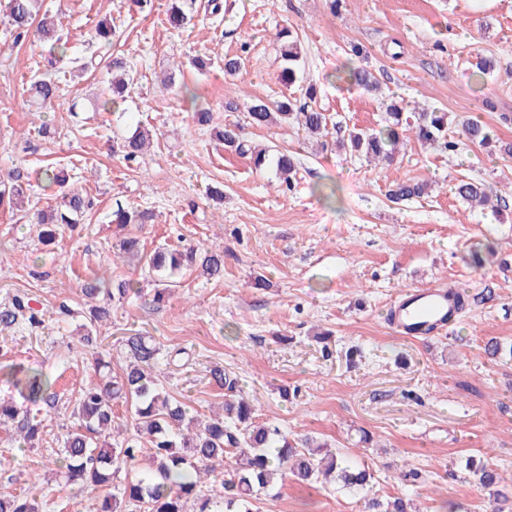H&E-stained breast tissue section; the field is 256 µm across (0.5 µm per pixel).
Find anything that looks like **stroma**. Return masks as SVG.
<instances>
[{
	"mask_svg": "<svg viewBox=\"0 0 512 512\" xmlns=\"http://www.w3.org/2000/svg\"><path fill=\"white\" fill-rule=\"evenodd\" d=\"M173 0L144 11L126 0H43L73 57L124 55L135 81L119 112L94 104L108 86L105 67L59 76L60 97L42 113L29 111L26 88L45 73L46 52L35 37L14 44L0 14V181L20 174L29 205L59 204L60 188L42 179L66 169L69 188L95 206L76 230L42 244L39 227L0 209V308L28 296L42 324L0 326V363L37 369L53 382L55 407L41 412L35 447L0 427V493L35 497L40 512H99L107 487L78 489L49 474L48 458L65 432L76 429L81 389L101 382L82 341L91 299L85 280L133 282L140 295L111 302L97 327L112 377L126 364L125 338L146 336L160 350V389L204 418L221 411L224 392L214 368L237 377L257 421L290 435L312 434L348 449L375 472L373 491L401 497L412 512H490L489 492L465 469L489 462L512 479V355L488 358L489 340L512 346V210H473L454 184L471 177L493 184L512 202V158L461 138L477 119L497 140L512 142V0H222L221 18L196 0L194 19L169 23ZM107 24L112 44L93 32ZM293 25L305 65L294 85L280 82L276 33ZM358 63L379 79L377 95L348 89L341 75L351 45ZM215 56L206 74L193 66ZM496 59L484 85L471 74L476 57ZM242 71L224 72V59ZM187 84L198 96L181 93ZM315 86V104L330 115L323 141L298 128L248 126L255 101L302 97ZM496 111H487L484 99ZM447 112L459 150L448 154L411 144L389 164L337 149L355 128L382 124L383 100ZM78 111H70L71 102ZM212 114L193 124L194 104ZM48 133H41L40 125ZM242 125L259 148L294 152L298 171L285 185L273 167L225 149L215 133ZM151 131L144 159L129 162L113 142L136 129ZM428 182V196L395 204L397 182ZM149 210L151 224H112L116 206ZM137 237L144 252L166 244L224 250V277L181 270L176 287L154 301L158 273L118 255L117 243ZM483 263L475 265L473 253ZM469 291L468 309L425 339L397 334L389 313L403 291L422 286ZM72 309V316L59 312ZM370 444H362L361 434ZM415 472L417 481L402 480ZM259 512H361L357 498L332 483L285 481L277 495L259 493Z\"/></svg>",
	"mask_w": 512,
	"mask_h": 512,
	"instance_id": "1",
	"label": "stroma"
}]
</instances>
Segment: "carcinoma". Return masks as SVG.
I'll return each mask as SVG.
<instances>
[{
  "instance_id": "obj_1",
  "label": "carcinoma",
  "mask_w": 512,
  "mask_h": 512,
  "mask_svg": "<svg viewBox=\"0 0 512 512\" xmlns=\"http://www.w3.org/2000/svg\"><path fill=\"white\" fill-rule=\"evenodd\" d=\"M4 11L12 29L14 43L34 32L52 58L51 66L61 69L76 67L85 70L83 64L67 58L68 47L58 33L53 16L42 10V0H6ZM280 41V80L286 85L296 81L302 58L300 42L293 27H283L277 34ZM107 69L114 72L108 93L97 105L100 112L112 111L114 98H125V92L133 85L132 71L123 61L114 60ZM348 85L365 92H374L379 82L365 67L352 64L344 71ZM58 82L50 77H40L30 83V106L41 110L52 105L58 97ZM316 89L305 90L306 101L297 103L295 98H286L271 105L259 100L247 107V119L253 127L262 128L277 122L291 125L310 135L326 131L327 115L312 106ZM467 141L484 146L493 140L489 128L469 121L462 127ZM224 147L238 155L250 154L257 166L272 161L277 174L286 185H291L297 173L293 156L283 152L269 155V150L254 151L240 139L232 129L218 132ZM148 132L139 130L123 141L120 152L123 158L134 162L144 155ZM422 145H439L451 153L459 148V142L448 137V113L435 110L414 113V120L404 118V112L396 105L389 106L385 125L370 132L351 131L347 140L337 146L362 154L370 162L394 160L398 147L409 140ZM426 185L419 182L402 181L390 190L389 197L395 202L410 200L425 194ZM455 193L471 206L507 207V201L494 188L482 180L461 179ZM23 186L13 184L0 186V208L4 204L14 205V200L23 196ZM90 197L78 191L62 196L59 205L33 213L35 223L43 226L41 239L53 241L59 230L78 223L82 214L92 209ZM154 215L147 211H129L119 207L112 211L113 224H147ZM129 257L147 265L153 271H164L168 276L177 273L184 262L199 263L211 278L224 276V250L210 248L197 252L193 248L166 250L152 256L143 254L139 239L130 237L120 244ZM89 298L102 294L106 298L124 300L138 294L128 282L109 288L102 277H95L83 285ZM106 307L91 310L90 327L85 329L84 341L91 342L95 324L108 319ZM23 320L29 325L40 322L37 313L29 310L28 302L19 295L12 298L11 305L0 310V325L10 327ZM129 364L120 379L104 385L84 388L77 399V411L81 423L79 428L67 432L54 460L55 469L63 474L70 485L79 482L105 484L117 473L138 462L142 448L135 436L121 441L107 440L106 431L112 428V400L129 398L134 403L136 433H145L151 442V464L138 478L116 487L103 500L101 512H129L135 507L143 512H258L255 509L254 493L271 492L278 482L288 477L299 482H312L319 477L332 476L339 489L364 500L366 512H408V503L400 497L382 499L372 494L374 471L369 467L336 452H321L308 436L291 438L278 427L260 424L254 420L253 408L237 389V380L224 370L214 368L211 377L224 390V413H216L206 421L191 414L189 405L160 391L153 369L158 360L159 349L143 336L137 334L125 340ZM6 380L17 393V397L0 400V425L16 424L19 439L34 445L41 438L43 426L30 419L33 407L48 404L53 395L52 382L42 373L25 369L19 365L0 366ZM233 463L224 471L220 484H211L209 493L202 490V480L216 479L217 467L224 464L226 456ZM479 483L492 492L494 512H505L512 499L507 490L499 488L502 478L487 465H471ZM0 512H38L35 500L19 495L0 494Z\"/></svg>"
}]
</instances>
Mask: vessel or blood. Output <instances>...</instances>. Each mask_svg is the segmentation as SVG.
<instances>
[{
  "label": "vessel or blood",
  "instance_id": "b4317fda",
  "mask_svg": "<svg viewBox=\"0 0 512 512\" xmlns=\"http://www.w3.org/2000/svg\"><path fill=\"white\" fill-rule=\"evenodd\" d=\"M448 289L432 286L402 293L395 307V330L406 337H424L448 326Z\"/></svg>",
  "mask_w": 512,
  "mask_h": 512
}]
</instances>
